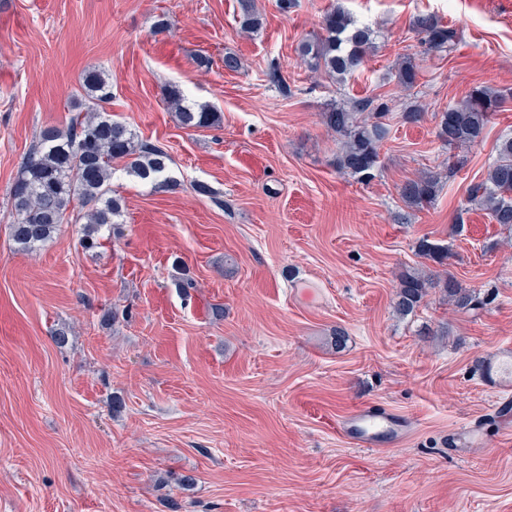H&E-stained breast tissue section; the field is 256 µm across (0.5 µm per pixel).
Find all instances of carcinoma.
Returning <instances> with one entry per match:
<instances>
[{
  "label": "carcinoma",
  "instance_id": "carcinoma-1",
  "mask_svg": "<svg viewBox=\"0 0 512 512\" xmlns=\"http://www.w3.org/2000/svg\"><path fill=\"white\" fill-rule=\"evenodd\" d=\"M240 29L254 33L262 26L261 15L253 0H241ZM427 54L449 51L456 32L433 15L416 19ZM322 33L305 41L299 52L314 71H324L342 82L357 70L374 49L373 31L358 26L351 16L337 7L328 11L321 24ZM419 68L411 57L399 64L396 77L405 89L414 88ZM85 100L64 129L44 128L18 171L10 194L16 221L11 237L18 249L32 252L48 241L62 224L85 221L81 243L92 250L100 245L103 229L121 216L123 198L112 186V171L120 164L129 175L154 184L157 189H172L176 181L167 176L171 157L161 146L138 139L135 133L112 115L102 104L112 99V82L103 72L93 70L83 80ZM165 99L178 107L181 125L186 128L212 126L220 116L206 106L183 105L180 88L165 89ZM505 101L504 95L488 87H478L459 104H450L435 114L436 134L448 148H470L483 139L484 131ZM390 107L375 96L336 105L323 112V123L336 134L338 167L360 181L373 178L379 165L380 149L388 136L385 123ZM440 177L424 173L399 187L401 198L411 206L433 202L439 191ZM467 203L488 212L492 221L512 229V137H505L498 154L482 180L471 186ZM80 211H75V207ZM419 255L436 264L448 259V247L427 238L418 242ZM438 290L460 313L476 311L489 303L476 286H466L453 274L435 278L408 272L399 277L393 293L394 310L401 316L419 308L430 291Z\"/></svg>",
  "mask_w": 512,
  "mask_h": 512
}]
</instances>
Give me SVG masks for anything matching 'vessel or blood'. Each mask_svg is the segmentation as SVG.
<instances>
[{
  "mask_svg": "<svg viewBox=\"0 0 512 512\" xmlns=\"http://www.w3.org/2000/svg\"><path fill=\"white\" fill-rule=\"evenodd\" d=\"M342 435L361 448H378L401 440L407 426L387 409L363 406L349 412L339 421Z\"/></svg>",
  "mask_w": 512,
  "mask_h": 512,
  "instance_id": "obj_1",
  "label": "vessel or blood"
}]
</instances>
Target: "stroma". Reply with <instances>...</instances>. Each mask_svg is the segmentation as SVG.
Listing matches in <instances>:
<instances>
[{
	"label": "stroma",
	"mask_w": 512,
	"mask_h": 512,
	"mask_svg": "<svg viewBox=\"0 0 512 512\" xmlns=\"http://www.w3.org/2000/svg\"><path fill=\"white\" fill-rule=\"evenodd\" d=\"M254 4L263 26L247 34L240 0H0V512H512V381L498 371L512 230L466 201L512 135V0ZM334 5L378 34L341 84L298 55ZM422 14L456 32L452 52L422 54ZM407 55L421 68L408 91ZM91 69L112 76L107 112L168 151L177 187L116 170L126 206L101 247L65 224L18 251L10 190ZM170 85L219 123L183 128ZM482 86L506 102L449 169L434 115ZM378 95L390 135L363 183L337 169L322 114ZM414 100L425 117L404 123ZM425 171L442 187L407 207L398 189ZM424 238L447 244L446 266L418 255ZM414 269L492 299L461 314L433 293L399 316L394 287ZM363 405L403 415L407 438L349 445L336 423ZM467 424L482 441L462 451Z\"/></svg>",
	"instance_id": "stroma-1"
}]
</instances>
